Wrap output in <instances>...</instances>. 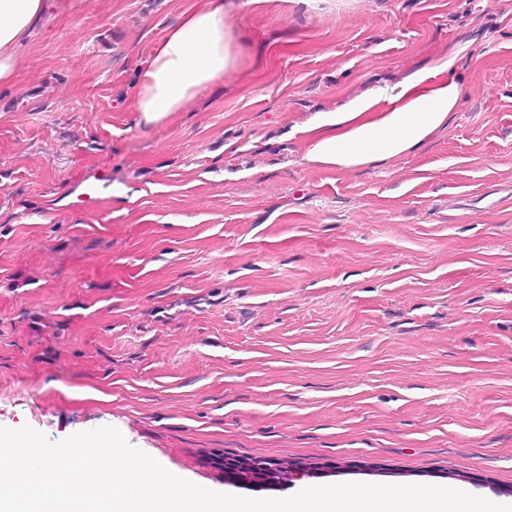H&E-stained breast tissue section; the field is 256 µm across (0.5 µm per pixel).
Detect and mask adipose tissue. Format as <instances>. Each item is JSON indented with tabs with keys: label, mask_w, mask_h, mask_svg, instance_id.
I'll use <instances>...</instances> for the list:
<instances>
[{
	"label": "adipose tissue",
	"mask_w": 512,
	"mask_h": 512,
	"mask_svg": "<svg viewBox=\"0 0 512 512\" xmlns=\"http://www.w3.org/2000/svg\"><path fill=\"white\" fill-rule=\"evenodd\" d=\"M235 0H194L137 65L131 108L143 126L186 111L237 68ZM46 0H0V88L13 86L21 49ZM457 55L434 58L402 81L313 113L303 125L302 159L311 167L347 172L386 165L447 128L463 88Z\"/></svg>",
	"instance_id": "ef3b65f1"
}]
</instances>
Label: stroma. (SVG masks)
<instances>
[{"instance_id":"35a3bbf8","label":"stroma","mask_w":512,"mask_h":512,"mask_svg":"<svg viewBox=\"0 0 512 512\" xmlns=\"http://www.w3.org/2000/svg\"><path fill=\"white\" fill-rule=\"evenodd\" d=\"M189 2L48 0L0 90V427L110 426L251 498L512 500V0L241 8L223 88L139 125L135 67ZM457 49L458 108L418 151L302 162L311 113ZM228 460L308 476L240 487Z\"/></svg>"}]
</instances>
